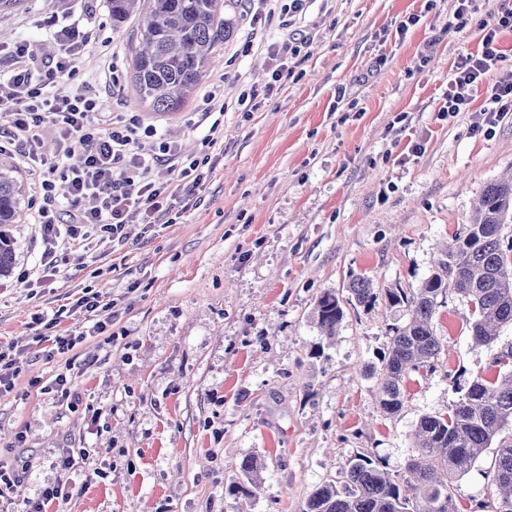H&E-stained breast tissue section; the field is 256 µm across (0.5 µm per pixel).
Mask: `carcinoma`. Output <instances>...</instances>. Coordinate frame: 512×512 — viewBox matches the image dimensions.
Segmentation results:
<instances>
[{
    "label": "carcinoma",
    "mask_w": 512,
    "mask_h": 512,
    "mask_svg": "<svg viewBox=\"0 0 512 512\" xmlns=\"http://www.w3.org/2000/svg\"><path fill=\"white\" fill-rule=\"evenodd\" d=\"M146 25L132 60L133 86L150 110L180 111L196 93L218 48L233 34L224 18V0H109L112 25L126 22L136 4ZM27 193L9 165L0 164V276L14 263L13 242L4 227L18 223ZM512 223V178L489 183L478 199L473 223L441 253L435 270L410 290L390 288L386 299L403 307L408 320L393 328L381 357L378 401L383 412L401 406L404 379L433 366L442 342L433 317L452 290L467 299L474 348L494 344L497 330L512 326V244L502 245L504 225ZM349 302L371 308L378 298L371 280L353 275ZM345 317L344 299L320 293L313 319L333 336ZM490 379L475 377L446 415H424L415 431V454L404 474H390L365 454L352 456L338 481L317 487L306 512H461L454 485L487 449L495 454L489 483L498 496L481 504L487 512H512V344L498 350Z\"/></svg>",
    "instance_id": "cac0c4a2"
}]
</instances>
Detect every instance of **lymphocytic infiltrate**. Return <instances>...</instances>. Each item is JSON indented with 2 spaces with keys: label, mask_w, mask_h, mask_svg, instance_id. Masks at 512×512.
Segmentation results:
<instances>
[{
  "label": "lymphocytic infiltrate",
  "mask_w": 512,
  "mask_h": 512,
  "mask_svg": "<svg viewBox=\"0 0 512 512\" xmlns=\"http://www.w3.org/2000/svg\"><path fill=\"white\" fill-rule=\"evenodd\" d=\"M456 2L451 28L474 26L483 37L480 52L460 56L455 64L441 107L450 115L468 108L475 84L502 60L500 33L512 29V7L479 18L473 0ZM51 36L57 53L48 60L37 42L14 43L0 90V154H17L35 185L29 206L40 260L21 276L40 289L57 276L59 255L81 265L92 241L122 243L130 216L146 224L176 221L178 198L203 181L211 166L209 150L224 137L221 120L199 113L183 134L201 135L205 151L189 157L177 139L159 135L139 116L105 115L101 87L80 80L76 67L88 43L86 32L74 22L53 29ZM48 141L54 144L50 153L44 150ZM111 311L106 294L83 293L69 313L89 327L54 336V353L105 333Z\"/></svg>",
  "instance_id": "f902f5d3"
}]
</instances>
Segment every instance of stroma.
Returning a JSON list of instances; mask_svg holds the SVG:
<instances>
[{
  "mask_svg": "<svg viewBox=\"0 0 512 512\" xmlns=\"http://www.w3.org/2000/svg\"><path fill=\"white\" fill-rule=\"evenodd\" d=\"M287 2L225 8L234 33L172 115L138 98V22L113 27L108 0H24L0 11L3 46L44 44L50 25L82 21L89 41L77 67L102 86L103 111L137 113L173 135L198 112L224 111V141L184 217L126 225L124 242L92 244L85 266L60 262L41 295L18 278L39 258L34 227L10 225L0 346L30 353L13 391L0 394V465L22 472L0 512H27L58 480L65 448L87 454L69 472V497L47 512H305L310 493L355 454L399 471L419 419L448 413L487 371L494 351L472 347L467 303L451 293L434 318L443 340L434 371L411 374L394 415L376 397L392 328L407 320L386 289L427 278L485 186L512 169V118L485 120L491 89L512 82V31L468 110L445 117L455 62L481 47L477 29L449 28L455 0H306L289 28L257 22ZM411 15L418 23L398 35ZM291 33L304 39L301 62L264 97L271 49ZM252 90L248 111L241 99ZM181 144L189 156L203 150L196 137ZM354 274L371 279L375 306L347 309L335 336H321L317 297L345 293ZM85 288L114 299L110 331L47 358L41 319L58 317L57 333H67L74 321L62 308ZM62 372L74 402L45 390ZM248 457L264 465L254 482L241 470ZM492 459L457 482L464 512L488 500Z\"/></svg>",
  "mask_w": 512,
  "mask_h": 512,
  "instance_id": "35a3bbf8",
  "label": "stroma"
}]
</instances>
